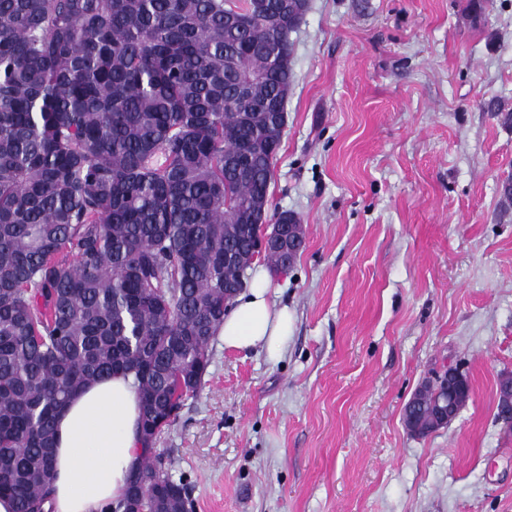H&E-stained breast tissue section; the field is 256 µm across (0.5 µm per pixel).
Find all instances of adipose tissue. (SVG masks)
<instances>
[{
  "instance_id": "obj_1",
  "label": "adipose tissue",
  "mask_w": 512,
  "mask_h": 512,
  "mask_svg": "<svg viewBox=\"0 0 512 512\" xmlns=\"http://www.w3.org/2000/svg\"><path fill=\"white\" fill-rule=\"evenodd\" d=\"M292 329L287 306L270 297L257 274L224 315L218 334L227 349L278 352ZM141 410L129 380L117 375L86 386L56 417L53 512H105L124 495L127 474L138 460Z\"/></svg>"
}]
</instances>
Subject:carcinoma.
<instances>
[{
    "label": "carcinoma",
    "mask_w": 512,
    "mask_h": 512,
    "mask_svg": "<svg viewBox=\"0 0 512 512\" xmlns=\"http://www.w3.org/2000/svg\"><path fill=\"white\" fill-rule=\"evenodd\" d=\"M265 2L257 21L226 0H0V495L15 512H46L56 415L116 375L143 449L110 512H188L150 410L174 418L201 388L224 282L261 232L247 205L270 206L289 35L310 5ZM436 408L423 385L410 434L438 430Z\"/></svg>",
    "instance_id": "carcinoma-1"
}]
</instances>
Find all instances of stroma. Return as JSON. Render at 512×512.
Wrapping results in <instances>:
<instances>
[{
  "mask_svg": "<svg viewBox=\"0 0 512 512\" xmlns=\"http://www.w3.org/2000/svg\"><path fill=\"white\" fill-rule=\"evenodd\" d=\"M269 188L306 248L277 355L213 340L156 443L193 512H512V0H310ZM471 397L411 435L416 388Z\"/></svg>",
  "mask_w": 512,
  "mask_h": 512,
  "instance_id": "obj_1",
  "label": "stroma"
}]
</instances>
